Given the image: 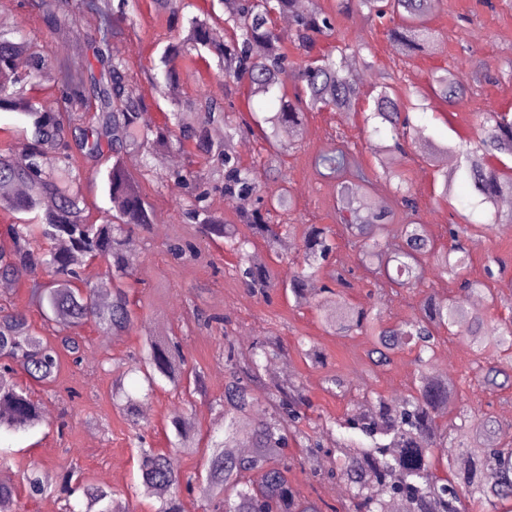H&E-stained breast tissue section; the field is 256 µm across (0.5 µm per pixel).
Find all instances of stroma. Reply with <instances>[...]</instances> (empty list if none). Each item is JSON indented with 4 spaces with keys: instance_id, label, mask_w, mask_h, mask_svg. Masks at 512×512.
Listing matches in <instances>:
<instances>
[{
    "instance_id": "stroma-1",
    "label": "stroma",
    "mask_w": 512,
    "mask_h": 512,
    "mask_svg": "<svg viewBox=\"0 0 512 512\" xmlns=\"http://www.w3.org/2000/svg\"><path fill=\"white\" fill-rule=\"evenodd\" d=\"M317 2L333 15L336 26L335 37L321 39V49H332L340 37L349 41L363 37L366 47L357 67L368 73L370 84L386 80L398 90L416 88L426 95L425 110L411 113L426 143L408 145L397 164L418 197L416 221L427 224L441 245L448 241L450 223L483 222V206L461 189L442 197L440 173L454 169L459 162V147L475 138L476 112L489 105L512 112V0H438L430 24L443 37L441 48L434 54L418 52L410 56L402 55L387 39L383 26L370 24L363 13L341 10L340 0ZM139 3V12L124 27L122 48L129 76L149 107L148 116L159 122L171 106L161 80L154 77L153 66L179 21L155 9L151 0ZM0 17L33 40L45 59L90 53L87 36L94 30V20L89 14L77 13L79 32L65 39L51 34L31 6L20 4L19 0H7ZM441 68L459 72L465 85L460 101L452 107L431 92L432 75ZM181 89L189 95L200 91L223 98L224 81L218 75L215 61H199L182 68ZM303 123L302 138L281 135L284 151L280 165L261 174L263 187L285 185L291 192L288 222L293 226V246L274 254L260 243L253 255L284 273L297 257L305 225L336 223L333 187L317 175L313 166L315 156L332 138L343 136L355 146L364 164L372 168L370 193L380 208L393 207L396 198V181L386 179L376 165V156L385 140L366 132L362 114L309 112ZM107 164L103 158L83 167L81 191L86 213L93 223L101 222L111 207L97 176ZM172 185L169 179L142 184L155 225L151 232L132 236L139 246L138 263L128 281L133 285L131 298L137 325L127 335L108 340L93 326H85L81 334L89 345L81 364L64 361L55 383L32 388L34 397L42 403L45 424L23 435H0V481L15 486L25 512L86 509L82 498L66 500L51 491L28 498L24 474L31 467L56 477L63 471H74L80 481L107 485L119 500L132 503L136 512H155L158 500L140 493L136 451L130 445L135 427H144L151 446L171 452L177 442L169 426L174 409H181L202 437L213 431L222 418L214 400L224 391V328L216 323L201 324L196 318L200 312L229 316L235 343L243 350L249 349L256 337H281L291 347L287 360L291 376L301 381L315 412L322 416L340 419L353 406L365 404L370 393L397 398L414 387L412 353L399 354L389 367H370L366 357L371 346L368 337L327 334L315 308L296 305L291 293L285 290H276L267 302L253 295L235 272L238 256L224 241L202 237L198 225L186 218L182 206L189 194L188 187L176 192ZM176 240L194 244L201 253L200 259L174 261L167 247ZM469 248L470 278L485 282L494 296L493 302L481 305V313L493 319L512 316V223L495 225L489 234L472 237ZM336 258L339 267L352 273L346 296L359 304L373 303L383 308L393 323H404L414 317L422 293L457 299L464 296L455 281L432 266L427 268L420 290H403L395 295L375 286L373 275L361 266L358 252L352 246L341 244ZM148 336L178 337L187 368L202 371L205 376V393L183 396L164 382L151 392L141 376L124 377L119 369H103L104 358H126ZM301 337L324 352L326 366L311 365L293 352V345ZM330 374L347 380L349 390L345 395L338 397L327 392L325 378ZM118 378L123 379L126 390L144 398L148 411L138 422L127 420L113 404L112 383ZM469 392L501 419L503 430L499 440L512 445V389L490 390L476 381Z\"/></svg>"
}]
</instances>
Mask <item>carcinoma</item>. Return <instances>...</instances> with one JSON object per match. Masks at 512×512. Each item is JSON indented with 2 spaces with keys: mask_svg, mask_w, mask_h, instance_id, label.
I'll return each mask as SVG.
<instances>
[{
  "mask_svg": "<svg viewBox=\"0 0 512 512\" xmlns=\"http://www.w3.org/2000/svg\"><path fill=\"white\" fill-rule=\"evenodd\" d=\"M43 23L61 36L78 33L73 18L87 12L97 25L90 36L94 61L60 59L50 72L32 40L0 24V111L16 113L22 131L30 135L28 159L15 162L0 153V210L13 215L32 212L47 199L55 205L44 211L38 224L16 221L6 225L3 236L9 247L0 246V280L26 279L39 306H47V317L55 336L35 331L21 310L0 309V433H26L45 423L41 403L31 395L30 384L56 377L62 356L78 362L86 345L71 335L75 328L94 324L105 334L122 336L131 331L137 316L124 279L136 264L126 246L130 234L148 232L153 215L146 206L140 182L128 171L124 156L142 151L151 160L147 174L188 182L191 199L186 215L200 225L205 237L224 239L239 255L236 270L252 293L270 298L283 285L298 305L315 304L325 331L348 336L360 333L370 338L369 363L381 368L400 352H415V390L393 402L372 395L365 408L356 407L342 424L356 437H341L329 448L321 434L332 430L333 421L312 417L313 404L297 379L270 383L267 364L282 359L285 350L276 338L256 339L242 352L229 331H224V392L219 406L224 412L223 436H211L206 448L205 477L200 494L208 512H327L332 505L309 500L289 477L294 458L288 448L296 444L312 459L326 456L327 469H312L309 476L343 486L346 498L340 512H390L391 503L405 499L411 512H500L512 502V448L499 445L502 428L498 417L461 394L458 379L448 373H433L435 350L443 334L454 336L465 328V344L484 365L479 367L482 384L489 388L512 387V318L489 319L468 310L450 297L430 295L420 303L410 321L392 325L380 308L355 304L323 283V279L348 287L347 272L328 268L338 249L335 233L328 225L311 224L302 236L295 270L279 281V273L262 260L252 258L248 248L260 239L273 253L288 249V225L273 222V212L290 198L283 185L263 193L258 171L237 157L235 137L252 131L237 121L234 103L203 93L179 94L178 62L194 61L206 52L215 56L224 86L245 82L249 98L278 101V107L263 118L262 136L268 143L264 164L279 156V135L288 127L302 130L300 108L317 111L356 112L373 103L365 119L374 121L372 133L385 130L391 144L377 158L383 172L401 182L397 203L412 215L417 202L395 167L396 155L420 132L411 125L396 90L387 83L366 92L349 78L347 71L361 57L362 43L355 48L338 45L327 52L316 51L319 38L335 29L334 19L318 3L304 11L296 0H221L224 17L202 13L185 18L181 31L165 48L160 63L164 88L174 109L156 123L145 118L146 109L128 78L127 60L121 47L123 24L129 0L118 7L111 0H34ZM367 9V15L389 20L387 37L404 55L432 52L440 34L429 24L433 0H392L382 10L379 0H341ZM292 19L291 36L305 52L306 60L289 61L284 36L272 14ZM28 56L32 74L24 76L15 67L18 57ZM56 84L59 106L53 112L37 107L26 90L27 80L40 75ZM298 81L295 101L284 94L288 80ZM463 82L454 71L444 69L434 76L433 92L449 104L462 92ZM479 135L471 148L461 153L458 168L464 169L468 189L489 213L484 224L448 225L451 244L439 247L425 224H395L394 214L377 208L368 196L370 175L347 143H333L315 158L319 175L334 183L336 220L342 234L358 249L361 265L378 275L381 283L396 288H416L428 262L460 280V289L474 296L489 290L479 280L461 277L470 263L469 251L460 234L486 233L496 224L512 222L498 203L512 196V167L501 157L512 155V114L489 107L474 116ZM224 126V142L209 138V129ZM112 153V164L103 174L111 203L101 223H88L81 194L80 160H95L104 150ZM191 151L217 165L204 173L165 170L166 157L174 151ZM224 197L256 198L253 208L240 213L241 234L224 217L201 203L211 189ZM106 263L112 280V299L105 308L93 300L94 286L84 282L74 256ZM49 282L39 281V274ZM301 355L313 365H324L325 355L314 345L299 341ZM181 342L174 337L150 336L139 352L127 358V371L140 372L148 385L156 378L178 387L185 379L181 365ZM25 375L27 383L17 380ZM142 398L124 394L121 409L137 419ZM455 408V419L442 423L443 410ZM181 452L198 451L194 432L181 410L171 413ZM463 440L448 444V433ZM141 494L153 497L159 490L157 512H186L180 488H193L194 477L183 474L179 462L155 448H139ZM261 476L259 482L252 475ZM81 491L86 512H131L130 505L113 497L110 489L94 483L72 486V474L63 472L55 491L72 496ZM14 489L0 483V512H15Z\"/></svg>",
  "mask_w": 512,
  "mask_h": 512,
  "instance_id": "obj_1",
  "label": "carcinoma"
}]
</instances>
